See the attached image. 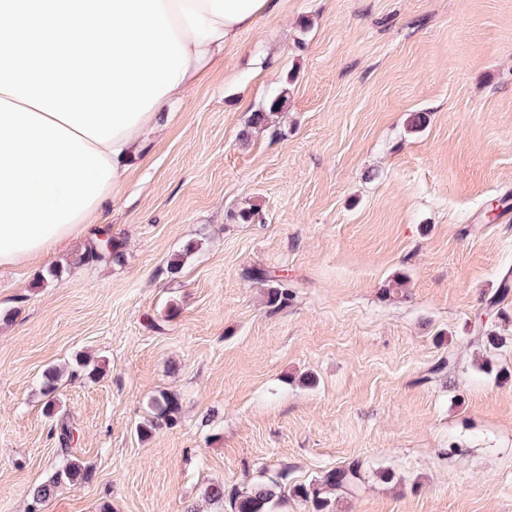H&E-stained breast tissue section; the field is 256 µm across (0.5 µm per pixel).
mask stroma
<instances>
[{
  "instance_id": "obj_1",
  "label": "stroma",
  "mask_w": 512,
  "mask_h": 512,
  "mask_svg": "<svg viewBox=\"0 0 512 512\" xmlns=\"http://www.w3.org/2000/svg\"><path fill=\"white\" fill-rule=\"evenodd\" d=\"M95 226L122 264L80 262L85 230L0 269V512L70 456L92 477L43 512H217L208 483L291 490L353 461L332 512H512V293L501 347L472 337L512 272V0H279ZM163 392L178 419L141 437ZM280 102L278 109H275L276 103ZM286 104L285 96H277L271 99L267 105L256 112H253L250 116L248 126L251 131L258 129H264L271 123V118L275 113L280 112Z\"/></svg>"
}]
</instances>
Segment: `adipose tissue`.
<instances>
[{
    "instance_id": "adipose-tissue-1",
    "label": "adipose tissue",
    "mask_w": 512,
    "mask_h": 512,
    "mask_svg": "<svg viewBox=\"0 0 512 512\" xmlns=\"http://www.w3.org/2000/svg\"><path fill=\"white\" fill-rule=\"evenodd\" d=\"M276 0H0V268L95 222L159 127Z\"/></svg>"
}]
</instances>
